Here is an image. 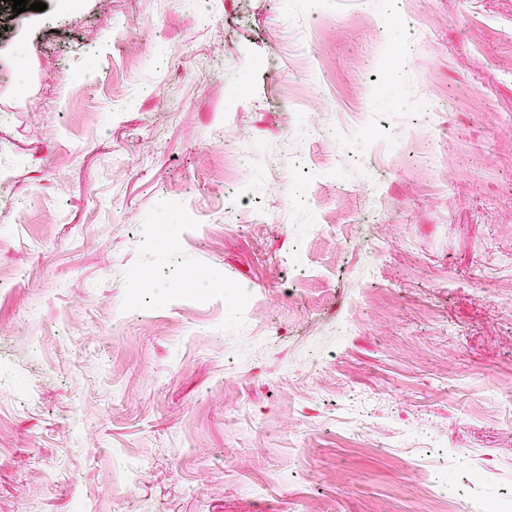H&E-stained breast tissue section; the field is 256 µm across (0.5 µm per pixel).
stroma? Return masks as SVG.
<instances>
[{
    "instance_id": "35a3bbf8",
    "label": "stroma",
    "mask_w": 512,
    "mask_h": 512,
    "mask_svg": "<svg viewBox=\"0 0 512 512\" xmlns=\"http://www.w3.org/2000/svg\"><path fill=\"white\" fill-rule=\"evenodd\" d=\"M44 2L0 6V512L511 497L512 0Z\"/></svg>"
}]
</instances>
